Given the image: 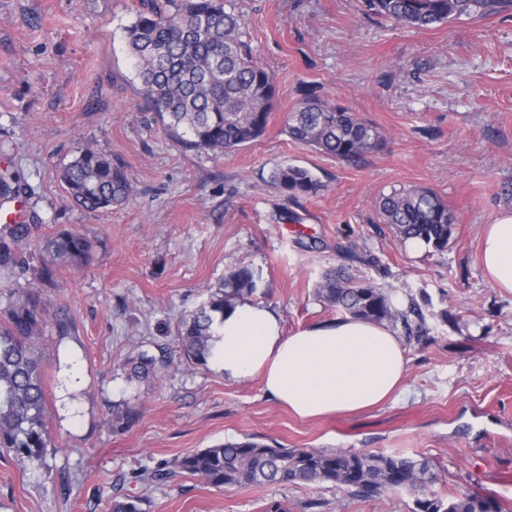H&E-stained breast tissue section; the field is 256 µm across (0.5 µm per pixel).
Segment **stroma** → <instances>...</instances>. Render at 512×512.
<instances>
[{
    "label": "stroma",
    "mask_w": 512,
    "mask_h": 512,
    "mask_svg": "<svg viewBox=\"0 0 512 512\" xmlns=\"http://www.w3.org/2000/svg\"><path fill=\"white\" fill-rule=\"evenodd\" d=\"M226 6L274 73L277 99L262 137L213 156L179 147L144 107L126 44L141 0H0V173L24 177L34 222L21 251L64 227L94 242L86 269L61 268L44 289L49 310H67L78 327L42 345L49 469L0 449V512H111L129 497L142 512H266L276 502L288 512H413L405 490L365 500L330 483L139 480L159 462L248 437L400 451L431 462L438 495L486 490L512 512V295L484 277L477 248L482 228L512 212V0L432 29L366 13L361 0ZM304 86L376 125L384 147L351 164L292 141L284 121ZM82 145L124 166L127 203L90 212L67 202L60 171ZM285 165L310 170L319 191L293 199L272 188ZM420 186L447 202L455 224L447 251L414 257L376 201ZM248 263L262 271L256 302L289 333L334 319L315 288L344 263L419 304L426 332L403 342L402 394L304 420L260 379L188 361L183 321ZM161 347L171 356L162 381L128 380L126 361ZM125 406L137 422L113 429Z\"/></svg>",
    "instance_id": "stroma-1"
}]
</instances>
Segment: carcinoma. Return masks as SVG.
Masks as SVG:
<instances>
[{
  "mask_svg": "<svg viewBox=\"0 0 512 512\" xmlns=\"http://www.w3.org/2000/svg\"><path fill=\"white\" fill-rule=\"evenodd\" d=\"M504 0H363L374 15L428 29L473 13L487 14ZM242 19L224 8V0H141L126 39L142 82V98L169 138L189 151L220 154L261 136L276 98L274 75L256 60L243 40ZM284 131L298 143L346 161H359L382 148L378 127L348 108L307 90L288 113ZM69 201L86 211L126 202L132 192L124 167L90 147L77 148L61 173ZM274 188L295 195L316 191L305 168L285 166L270 176ZM26 193L19 177L0 176V200ZM383 223L405 241L419 239L427 249L444 252L452 236L454 214L433 190L415 187L381 195L376 202ZM31 226L3 223L0 228V282L9 284L0 308V448L43 466L49 437L46 427L45 364L41 342L47 333L60 339L77 332L70 314H49L40 288L19 278L30 271L51 283L62 266L87 265L93 247L78 230L60 229L36 246L35 264L19 259ZM262 279L250 264L230 270L208 304L183 323L180 341L186 357L204 365L212 349L213 314L253 296ZM324 306L364 321L401 325L417 337L424 326L414 301L404 305L393 288L356 278L343 266L322 276L315 290ZM129 379H161L169 360L141 351L128 359ZM185 475L217 487L254 484L329 482L365 499L407 489L415 495L414 512H502L488 493L467 491L441 498L429 490L437 475L427 460L403 454L350 452L341 449L285 448L252 438L188 453L146 468L141 480L164 484Z\"/></svg>",
  "mask_w": 512,
  "mask_h": 512,
  "instance_id": "1",
  "label": "carcinoma"
}]
</instances>
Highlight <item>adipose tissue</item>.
<instances>
[{"label": "adipose tissue", "instance_id": "adipose-tissue-1", "mask_svg": "<svg viewBox=\"0 0 512 512\" xmlns=\"http://www.w3.org/2000/svg\"><path fill=\"white\" fill-rule=\"evenodd\" d=\"M488 282L512 293V212L485 225ZM210 364L226 379L260 378L266 396L302 418L369 409L400 387L409 358L388 325L352 317L286 333L280 315L250 301L216 315Z\"/></svg>", "mask_w": 512, "mask_h": 512}]
</instances>
